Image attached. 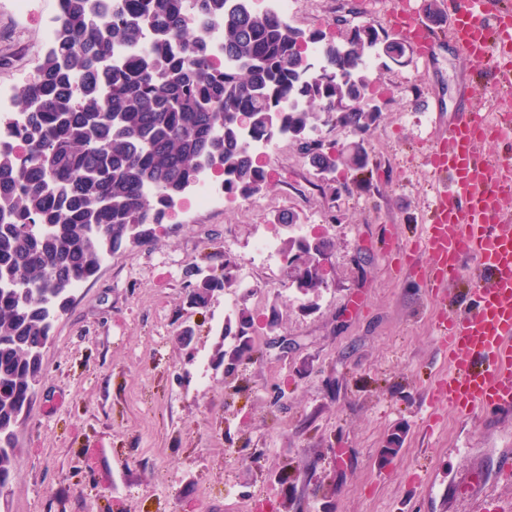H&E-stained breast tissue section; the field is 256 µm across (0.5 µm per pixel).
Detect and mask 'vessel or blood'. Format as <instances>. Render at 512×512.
<instances>
[{"mask_svg":"<svg viewBox=\"0 0 512 512\" xmlns=\"http://www.w3.org/2000/svg\"><path fill=\"white\" fill-rule=\"evenodd\" d=\"M395 29L405 33L421 56L441 39L405 0L391 11ZM448 39L458 54L492 62L500 80H512V9L488 12L486 0H452ZM512 136L505 114L489 115L471 102L448 123V136L431 152V164L446 182L435 188L421 238L404 248L406 258L425 253L419 271L432 297L443 299L451 280L473 277L474 305L436 326L448 358V373L429 389L427 402L445 401L465 415L480 408L512 413V224L502 221L512 198V159L489 156L486 145ZM460 498L469 512H489L491 483L462 481Z\"/></svg>","mask_w":512,"mask_h":512,"instance_id":"b4317fda","label":"vessel or blood"}]
</instances>
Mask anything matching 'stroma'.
Instances as JSON below:
<instances>
[{"instance_id": "obj_1", "label": "stroma", "mask_w": 512, "mask_h": 512, "mask_svg": "<svg viewBox=\"0 0 512 512\" xmlns=\"http://www.w3.org/2000/svg\"><path fill=\"white\" fill-rule=\"evenodd\" d=\"M35 0L24 16L0 0V84L22 87L47 44ZM392 0H294L288 23L341 38L368 23L391 32ZM380 111L364 137L363 174L339 172L332 193L297 145L281 140L266 187L174 214L139 245L109 255L73 292L43 350V377L16 430L19 474L0 512H465L460 481L479 470L512 501L498 456L512 449V416H457L427 406L447 363L434 324L463 309V295L432 299L402 247L419 236L439 183L429 156L466 101L512 106L486 63L441 45L423 60H373ZM297 225L278 224L283 212ZM320 234L333 247L327 286L290 285L288 256L254 260L260 236ZM247 277L207 308L183 302L186 273L221 267ZM253 319L249 342L265 357L214 367L226 304ZM193 325L190 348L179 324ZM295 340L288 357L269 350ZM285 403L273 405V391ZM396 453H389L390 443Z\"/></svg>"}]
</instances>
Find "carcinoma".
<instances>
[{
	"label": "carcinoma",
	"mask_w": 512,
	"mask_h": 512,
	"mask_svg": "<svg viewBox=\"0 0 512 512\" xmlns=\"http://www.w3.org/2000/svg\"><path fill=\"white\" fill-rule=\"evenodd\" d=\"M252 0H63L54 40L33 79L18 91L22 124L8 134L27 143L24 156L0 142V490L16 479V429L42 374L54 321L76 286L99 269L104 254L141 243L165 223L201 172L223 176L224 193L249 197L267 172L250 150L254 140L286 137L319 178L332 186L339 169L367 166L364 135L379 112L364 107L368 62H398L407 46L370 24L341 41L303 31ZM198 15L222 27L224 60L213 65ZM148 44L131 63L124 49ZM320 50L310 71L308 49ZM249 113L241 128L237 113ZM357 137L326 150L320 123ZM325 237H290L285 250L307 259L291 272L303 293L325 286L315 254ZM186 297L205 308L234 285L229 262L187 271ZM252 327L238 315L224 335L238 343L216 365L239 357Z\"/></svg>",
	"instance_id": "1"
}]
</instances>
